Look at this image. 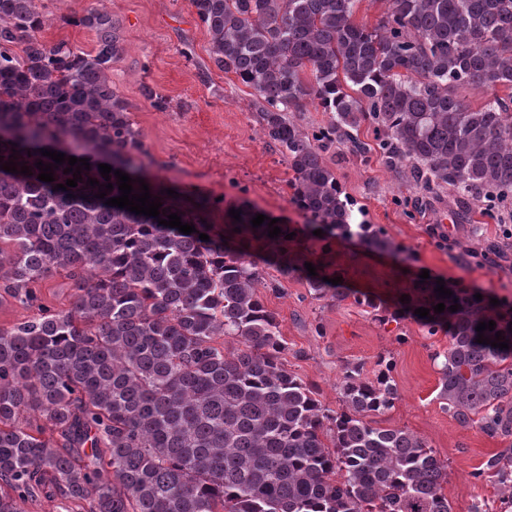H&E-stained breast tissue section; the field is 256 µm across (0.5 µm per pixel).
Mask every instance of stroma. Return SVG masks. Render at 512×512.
<instances>
[{
  "instance_id": "stroma-1",
  "label": "stroma",
  "mask_w": 512,
  "mask_h": 512,
  "mask_svg": "<svg viewBox=\"0 0 512 512\" xmlns=\"http://www.w3.org/2000/svg\"><path fill=\"white\" fill-rule=\"evenodd\" d=\"M103 2L124 39V51L112 64V85L133 105L131 119L142 132L150 175L189 195L213 199L209 218L217 225L224 224L228 206L245 198L283 222L303 224L291 202V170L268 145L248 88L211 68L208 35L190 0ZM88 3L37 0L48 18L42 39L92 49L91 33L58 20L66 10ZM146 85L169 99V111L151 107L142 95ZM332 166L367 220L416 255L405 267L394 256L367 251L356 242H336L326 254L320 243H311L314 259L331 261L349 288L390 300L426 270L451 283L512 296V256L492 262L474 253L480 237L511 241V219L492 217L481 206L463 209L449 190L433 200L423 197L413 182L375 161L364 165L344 153L333 158ZM262 294L287 342L289 369L316 384L323 404L339 408L336 383L343 364L360 365L369 377L379 358L390 359L398 399L379 416L380 425L420 435L447 462L444 493L451 512H471L477 503L489 512H512V507L503 508L497 486L474 477L487 456L504 449V442L477 428L460 427L436 399L439 373L433 356L447 349V336L423 335L411 319L381 324L370 308L351 299H314L299 278L285 279L281 288H266Z\"/></svg>"
}]
</instances>
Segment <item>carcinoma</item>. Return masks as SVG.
Masks as SVG:
<instances>
[{
    "label": "carcinoma",
    "instance_id": "cac0c4a2",
    "mask_svg": "<svg viewBox=\"0 0 512 512\" xmlns=\"http://www.w3.org/2000/svg\"><path fill=\"white\" fill-rule=\"evenodd\" d=\"M190 2L211 63L252 90L263 135L293 171L307 238L356 239L411 259L355 220L326 160L336 151L407 170L428 195L448 188L467 204L512 205V101L495 95L473 110L455 95L512 85V0H383L373 28L353 20L357 0ZM59 21L92 32L94 48L44 41L37 0H0V161L14 153L31 169H0V302L32 311L0 327V512L39 498L65 512H450L447 464L424 438L378 425L398 399L390 363L371 378L342 365L333 410L283 361L287 344L260 289L271 263L286 279L311 262L299 236L285 239L295 226L272 239L243 203L241 221L218 228L212 200L163 193L179 188L142 173L132 104L112 88L118 21L100 0ZM309 102L329 113L326 125L297 119ZM56 148L91 167L65 191L54 186L73 178L66 162L55 181L37 179L36 162L55 164L42 150ZM100 163L127 173L136 193L144 180L161 198L160 218L176 213L195 232L106 205L120 191ZM90 178L112 191L95 197ZM324 276L337 277L324 262L305 276L317 299L352 298L447 335L435 354L443 409L512 441L511 299L448 282L453 295L442 299L436 279L415 277L408 300L389 303ZM51 279L69 291L59 307L43 302ZM489 320L496 326L483 336L509 348L476 342ZM226 337L241 345L231 355ZM480 471L512 500V444Z\"/></svg>",
    "mask_w": 512,
    "mask_h": 512
}]
</instances>
